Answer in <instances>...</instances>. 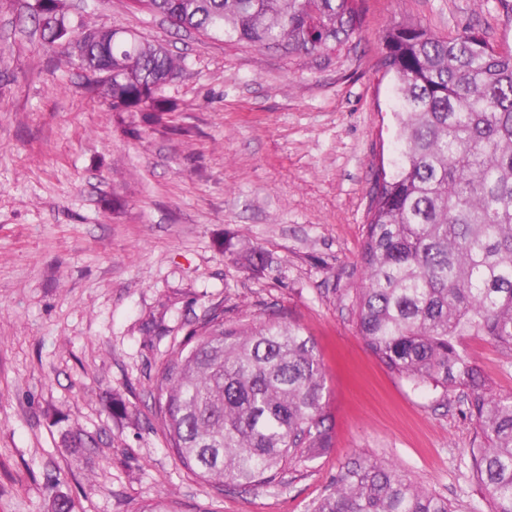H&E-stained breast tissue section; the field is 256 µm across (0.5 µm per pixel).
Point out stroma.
Listing matches in <instances>:
<instances>
[{
  "label": "stroma",
  "instance_id": "35a3bbf8",
  "mask_svg": "<svg viewBox=\"0 0 512 512\" xmlns=\"http://www.w3.org/2000/svg\"><path fill=\"white\" fill-rule=\"evenodd\" d=\"M33 0H0V512H305L353 456L399 466L452 508L491 512L474 422L391 373L358 333L353 290L380 166L393 154L384 37L472 26L512 50L499 0H360L330 52L175 30L132 0H65L81 31L123 27L182 59L161 122L116 112ZM220 306L228 322L299 325L324 366L332 444L278 485L219 490L168 447L163 362ZM463 346L500 392L512 365Z\"/></svg>",
  "mask_w": 512,
  "mask_h": 512
}]
</instances>
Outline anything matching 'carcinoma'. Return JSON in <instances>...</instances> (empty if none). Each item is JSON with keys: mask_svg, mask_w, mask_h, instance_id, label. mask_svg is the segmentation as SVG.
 I'll use <instances>...</instances> for the list:
<instances>
[{"mask_svg": "<svg viewBox=\"0 0 512 512\" xmlns=\"http://www.w3.org/2000/svg\"><path fill=\"white\" fill-rule=\"evenodd\" d=\"M180 30L315 53L360 27L358 0H149ZM316 14L311 21L310 13ZM48 43L49 13H31ZM395 154L372 188L355 289L358 333L415 387L457 394L475 421L470 454L491 512H512V392L492 389L461 350L486 336L512 364V52L466 29L406 23L385 35ZM112 66L116 112L171 111L158 90L180 68L161 45L102 35L78 65ZM324 369L297 325H224L215 309L156 379L158 412L182 465L215 487L267 488L292 461L331 447ZM309 512H454L392 463L346 462Z\"/></svg>", "mask_w": 512, "mask_h": 512, "instance_id": "cac0c4a2", "label": "carcinoma"}]
</instances>
